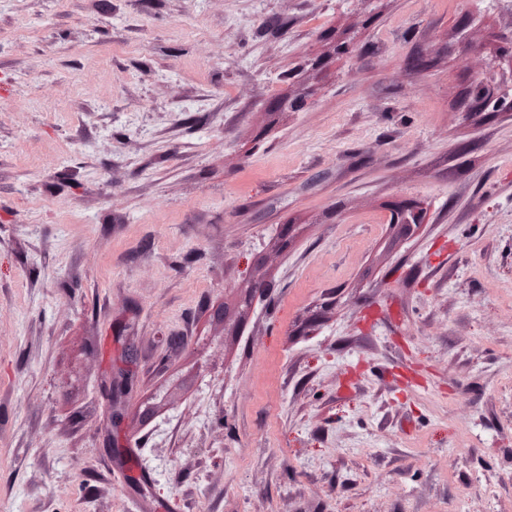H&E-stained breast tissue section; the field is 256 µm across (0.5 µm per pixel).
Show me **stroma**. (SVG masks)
I'll list each match as a JSON object with an SVG mask.
<instances>
[{"instance_id": "1", "label": "stroma", "mask_w": 512, "mask_h": 512, "mask_svg": "<svg viewBox=\"0 0 512 512\" xmlns=\"http://www.w3.org/2000/svg\"><path fill=\"white\" fill-rule=\"evenodd\" d=\"M510 30L0 0V512H512ZM471 90L478 99L485 101L489 105L493 104L496 111H512V99L494 95V92H491V84L485 74L480 73L475 76L471 83ZM133 391L132 374L129 372L111 377L109 395L113 408H126V399Z\"/></svg>"}]
</instances>
